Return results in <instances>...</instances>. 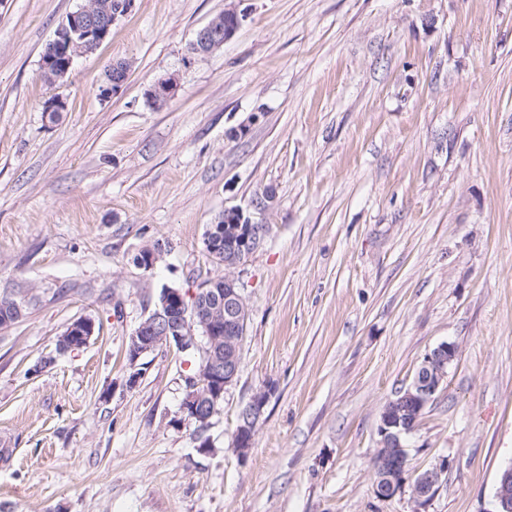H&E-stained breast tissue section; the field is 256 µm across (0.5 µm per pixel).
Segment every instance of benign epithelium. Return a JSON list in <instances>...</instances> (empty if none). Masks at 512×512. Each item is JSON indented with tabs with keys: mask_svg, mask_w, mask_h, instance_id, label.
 Here are the masks:
<instances>
[{
	"mask_svg": "<svg viewBox=\"0 0 512 512\" xmlns=\"http://www.w3.org/2000/svg\"><path fill=\"white\" fill-rule=\"evenodd\" d=\"M133 3L134 0H122L106 14H100L87 5L70 13L59 26L56 37L45 47L41 58L42 70L47 73L56 70V53L63 48L71 52L68 58L70 66L78 56L96 50L111 34L112 25L128 14ZM244 18L245 14L234 6L225 9L219 18L196 32L188 44V53L202 55L223 46L236 35ZM127 76L128 71L112 63V80L102 87V96L116 93ZM176 89L175 78L159 80L149 91L150 102L161 108L174 97ZM264 233L265 226L253 223L242 209H224L217 223L209 226L205 237V249L210 257H215L220 250L224 252L225 272L219 277L223 287L210 289L209 302L201 312L190 309L186 294L181 289H162L154 310L129 336L130 387L135 386L142 374L139 361L162 346L199 353L201 371L186 378V393L180 404V413L195 422L200 433L209 427L211 418L219 411L224 392L238 379L249 312L234 272L258 248ZM197 328L201 329L200 339L195 334ZM94 333L92 319L73 322L65 333V349L87 345ZM457 356L455 344L437 346L425 357L410 386L385 406L378 427L380 447L373 459V493L377 498L390 499L401 488L407 461L403 436L414 430ZM267 400V394L258 393L239 413L234 450L241 457L246 456L252 445ZM447 469L448 465L442 464L419 475L412 483L413 497L423 501L430 499ZM494 506L493 512H512V465L503 469L498 477Z\"/></svg>",
	"mask_w": 512,
	"mask_h": 512,
	"instance_id": "1",
	"label": "benign epithelium"
}]
</instances>
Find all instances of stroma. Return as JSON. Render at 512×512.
Returning a JSON list of instances; mask_svg holds the SVG:
<instances>
[{"label":"stroma","mask_w":512,"mask_h":512,"mask_svg":"<svg viewBox=\"0 0 512 512\" xmlns=\"http://www.w3.org/2000/svg\"><path fill=\"white\" fill-rule=\"evenodd\" d=\"M84 2L0 0V296L23 311L0 327V512H492L512 464V0H134L49 83L42 53ZM231 6L235 37L188 55ZM232 206L267 232L203 449L179 420L198 355L157 350L131 388L126 346L162 288L223 276L204 238ZM80 318L94 336L58 352ZM444 342L407 485L377 499L382 411ZM177 82L174 77L157 81L149 91L150 102L157 108L165 106L175 95ZM268 400L266 393H257L241 409L234 435V450L243 457L251 447L257 426ZM448 466L446 464H442L439 467H436L431 470H427L423 472L421 475H418L414 478L412 483V494L413 497L418 500L427 501L430 499L441 483L442 475L446 472Z\"/></svg>","instance_id":"35a3bbf8"}]
</instances>
